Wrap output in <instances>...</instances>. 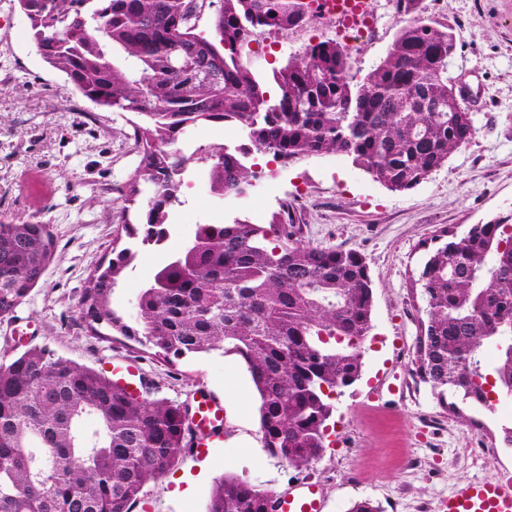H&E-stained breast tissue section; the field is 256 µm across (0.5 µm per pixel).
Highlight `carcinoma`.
<instances>
[{"label": "carcinoma", "mask_w": 512, "mask_h": 512, "mask_svg": "<svg viewBox=\"0 0 512 512\" xmlns=\"http://www.w3.org/2000/svg\"><path fill=\"white\" fill-rule=\"evenodd\" d=\"M45 61L100 107L131 112L139 163L117 188L142 200L131 244L87 278L79 317L92 336L118 334L174 365L222 350L240 357L257 394L267 451L290 467L317 460L331 398L362 375L361 345L373 330L366 259L296 237L294 207L268 226L200 224L136 297V315L113 295L136 245L166 236L187 164L206 166L211 191L244 197L264 171L255 151L283 166L344 155L392 192L414 189L477 133L453 92L451 29L422 15L420 0H395L401 25L378 64L352 73L346 45L323 40L272 72L271 95L244 59L258 29L306 24L300 0H18ZM242 126L250 146L186 154L198 126ZM412 290L422 301L417 375L438 404L492 407L512 397V232L502 221L443 229L432 237ZM56 242L46 224L0 223V320L43 279ZM493 345L495 365L481 353ZM132 396L112 377L29 346L0 363V512H131L144 485L189 453L188 402ZM91 419L94 427L85 426ZM274 492L238 475L219 479L207 512H268Z\"/></svg>", "instance_id": "1"}]
</instances>
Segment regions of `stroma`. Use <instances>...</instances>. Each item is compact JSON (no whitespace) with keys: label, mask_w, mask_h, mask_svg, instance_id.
Instances as JSON below:
<instances>
[{"label":"stroma","mask_w":512,"mask_h":512,"mask_svg":"<svg viewBox=\"0 0 512 512\" xmlns=\"http://www.w3.org/2000/svg\"><path fill=\"white\" fill-rule=\"evenodd\" d=\"M375 34L351 51L354 71L365 75L385 56L397 30L393 0H370ZM426 17L451 26L457 49L448 75L466 84L477 134L427 180L405 193L374 182L345 156L313 157L275 166L276 193L252 189L243 199L213 194L208 183L183 190L170 215L175 243L191 240L198 225L244 217L269 224L283 201L298 197V236L318 247L351 248L366 258L373 285L371 336L362 346L358 381L332 397L326 448L319 459L295 469L272 457L259 434L256 396L244 364L213 351L170 366L139 344L87 336L78 302L85 279L129 243L117 216L114 191L139 158L128 139L135 116L90 102L40 55L18 0H0V223L50 225L54 259L44 278L0 321V362L26 346L102 368L137 360L153 395L171 401L222 400L224 438L207 455H186L163 477L149 481L132 512H206L217 478L239 475L283 492L309 481L324 484V512H349L371 500L381 512H419L460 481L512 470V401L493 410H443L427 385L405 374L402 353H414L420 302L410 285L441 227L462 232L512 215V0H422ZM335 36L326 19H310L288 33L265 32L249 56L262 80L312 42ZM145 248L115 292L114 301L134 313L136 294L168 257ZM28 328L25 340L12 334Z\"/></svg>","instance_id":"obj_1"}]
</instances>
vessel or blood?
<instances>
[{"label":"vessel or blood","mask_w":512,"mask_h":512,"mask_svg":"<svg viewBox=\"0 0 512 512\" xmlns=\"http://www.w3.org/2000/svg\"><path fill=\"white\" fill-rule=\"evenodd\" d=\"M112 378L129 393L141 390L142 377L135 365H117L112 369ZM224 409L212 398H204L191 419L194 431L193 451L200 454L220 441ZM323 490L308 483L277 496L276 512H321ZM437 512H512V485L495 479L466 481L458 485L437 505Z\"/></svg>","instance_id":"b4317fda"}]
</instances>
